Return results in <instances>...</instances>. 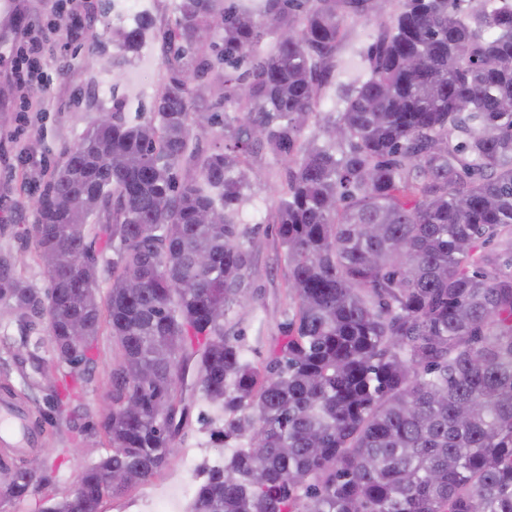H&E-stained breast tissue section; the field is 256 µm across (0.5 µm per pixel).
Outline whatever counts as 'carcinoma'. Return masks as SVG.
Returning <instances> with one entry per match:
<instances>
[{
  "label": "carcinoma",
  "instance_id": "cac0c4a2",
  "mask_svg": "<svg viewBox=\"0 0 512 512\" xmlns=\"http://www.w3.org/2000/svg\"><path fill=\"white\" fill-rule=\"evenodd\" d=\"M368 2L180 0L148 115L117 102L64 148L25 230L50 287L4 255L0 303L44 325L59 367L88 366L104 323L119 359L99 421L112 451L38 512H99L167 464L191 358L224 457L189 512H512V0H399L323 116ZM154 28L141 12L119 29L112 66ZM206 125L224 149L196 155ZM262 153L283 163L267 218L288 292L264 366L224 335L249 297L239 215ZM214 209L220 223L199 222ZM50 483L20 467L0 497Z\"/></svg>",
  "mask_w": 512,
  "mask_h": 512
}]
</instances>
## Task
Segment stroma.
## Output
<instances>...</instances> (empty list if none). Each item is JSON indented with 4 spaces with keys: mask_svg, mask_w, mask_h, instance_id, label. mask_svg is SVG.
Returning a JSON list of instances; mask_svg holds the SVG:
<instances>
[{
    "mask_svg": "<svg viewBox=\"0 0 512 512\" xmlns=\"http://www.w3.org/2000/svg\"><path fill=\"white\" fill-rule=\"evenodd\" d=\"M143 2L158 32L148 37L140 55L112 69L106 65L118 52L112 35L118 26L112 18V0H62L58 10L51 9L50 0H13L11 13L0 15V254L26 253L27 262L20 272L35 288H48L49 278L24 230L35 220L30 202L37 197L47 171L58 161L61 150L77 144L93 128L99 112L111 110L113 103L122 102L131 118L149 111L167 76L171 54L159 32L174 26L180 0ZM398 6V0H372L369 23L346 29L336 51L343 68L329 78L320 111L333 109L337 83L349 81L360 68L358 49L376 37L378 22L389 21ZM57 23L67 27L69 36L41 58L55 92L44 111H20L11 71L26 44L17 40L16 33L25 28L35 39L40 26ZM254 169L258 173L252 188L256 204L242 214L243 223L254 229L253 300L249 306L230 312L224 332L242 337L247 358L261 363L269 359L278 341V326L288 310V298L275 232L265 222L282 172L264 155L255 159ZM24 337L15 322L0 316V389L13 392L37 431L33 445L0 447V464L12 469L31 457L42 458L53 472L49 492L61 499L74 491L85 468L109 449L98 421L100 400L107 391L118 349L109 331H101L93 362L82 378L75 381L63 372L50 386L40 377L23 374L15 365L13 350ZM54 392L66 399L67 409L47 421L42 413ZM177 400L183 413L169 465L124 494L104 498L101 512H164L160 501L164 488L180 482L187 491H194L200 466L223 456V449L211 442L207 431L208 420L217 418L218 413L202 398L194 365L186 367Z\"/></svg>",
    "mask_w": 512,
    "mask_h": 512,
    "instance_id": "1",
    "label": "stroma"
}]
</instances>
